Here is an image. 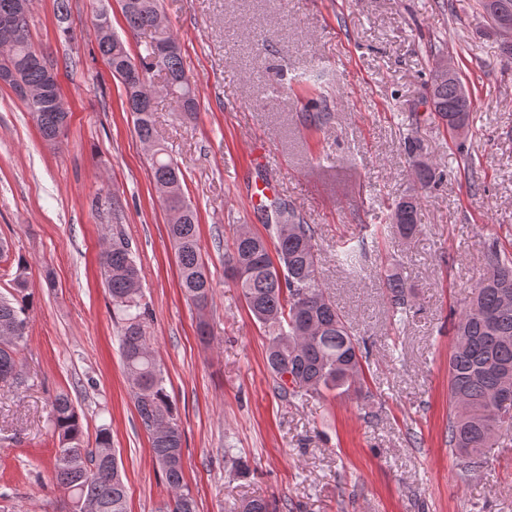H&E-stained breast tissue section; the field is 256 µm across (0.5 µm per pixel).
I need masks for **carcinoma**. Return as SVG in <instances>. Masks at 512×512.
<instances>
[{
    "instance_id": "obj_1",
    "label": "carcinoma",
    "mask_w": 512,
    "mask_h": 512,
    "mask_svg": "<svg viewBox=\"0 0 512 512\" xmlns=\"http://www.w3.org/2000/svg\"><path fill=\"white\" fill-rule=\"evenodd\" d=\"M127 33L136 38L150 33L136 54L127 40L112 31V25H96L97 45L109 66L132 67L147 77L156 68L165 71V82L178 98L189 97L180 117H197L196 97L186 74L181 50L157 58L162 44L178 38L165 23L160 0H131L121 9ZM34 49L29 14L19 16V40L14 53L0 55V69L10 66L18 80L38 85L45 79L47 63L27 62ZM469 97L458 71L446 76L432 73L428 83L430 114L438 121L459 117L470 126L472 113L459 111L461 99ZM41 137L59 143L58 132L69 117L67 110L30 111ZM142 143L150 142L149 157L154 186L180 184L173 197L160 198L168 217V236L179 267L180 288L186 300L200 311L212 302V288L199 247L196 209L181 184L184 174L165 146L157 142L152 113L134 119ZM405 151L415 179L427 188L436 181V169L421 159L420 142L409 137ZM419 198L411 195L394 201L386 222L404 239L420 231ZM274 221L265 224L268 236L239 225L233 248L224 259L226 275L240 289L247 309L268 338L266 364L274 391L284 400L321 397L334 391L357 394L364 379L360 340L336 302L318 286L314 250L315 228L296 211L277 201L264 206ZM27 262L17 261L12 298H0V330L27 329ZM104 283L112 298L115 317L121 321L119 338L122 363L132 387L134 404L142 426L150 434L153 460L170 490L156 512H197V503L184 482L182 432L178 414L166 387V379L147 335L146 307L141 288V269L122 230L112 233V247L100 255ZM386 288L395 313L412 308L414 295L398 272L386 275ZM454 342L448 356V447L458 455L461 476L486 463L484 449L494 445L502 431L512 430V252L496 245L487 255V270L474 288L469 303L453 325ZM18 341H0V381L22 383L18 369ZM293 377L287 382L284 375ZM49 418L59 446L55 452L53 483L69 493L68 512H128L127 490L118 458L112 448L110 428L101 426L96 447L82 446L83 416L67 393L50 402ZM241 512H277L275 502L257 497L245 501Z\"/></svg>"
}]
</instances>
